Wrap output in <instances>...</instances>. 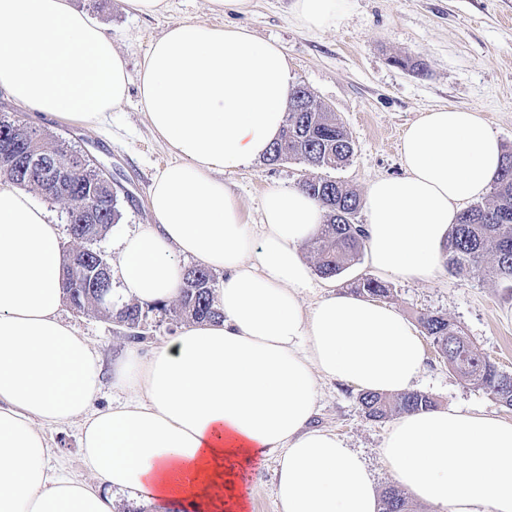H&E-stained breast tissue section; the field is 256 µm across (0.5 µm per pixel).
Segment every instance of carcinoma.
<instances>
[{"instance_id":"1","label":"carcinoma","mask_w":512,"mask_h":512,"mask_svg":"<svg viewBox=\"0 0 512 512\" xmlns=\"http://www.w3.org/2000/svg\"><path fill=\"white\" fill-rule=\"evenodd\" d=\"M28 151L75 168L76 185L50 200L63 205L71 242L69 251L75 254L77 264L85 268L98 263L100 254L93 244L120 218L117 197L111 196L103 171L95 160L73 149L66 141L32 127L16 113L1 112L0 160ZM353 152V141L336 114L318 103L307 86L298 84L290 94L281 136L271 145L264 161L278 165L295 159L314 169H336L347 164ZM0 178L40 193L46 190L42 178L19 180L3 171L1 165ZM301 188L324 211L323 224L309 241L315 269L324 278L337 277L360 261L365 248L364 230L357 222L360 196L352 188L321 176L305 179ZM444 258L449 271L457 275L478 274L512 288L511 148L503 152L491 199L463 210L457 224L452 226L444 246ZM214 290L210 271L197 267L188 269L178 292L179 315L195 323L222 318L223 314L212 305ZM63 292L71 293V306L76 311L102 313L120 323L129 340L144 339L140 326L146 311L139 304L127 303L114 312L100 301L96 289L78 282ZM356 292L371 298H386L389 288L366 277L358 281ZM418 321L422 332L449 364V370L473 388L512 407V383H507L512 380V374L501 370L490 357L481 353L460 326L438 314H422ZM359 402L372 419L437 406L432 395L418 391L397 395L364 391ZM380 512H414V508L402 489L392 485L380 495Z\"/></svg>"}]
</instances>
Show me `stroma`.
<instances>
[{"label": "stroma", "mask_w": 512, "mask_h": 512, "mask_svg": "<svg viewBox=\"0 0 512 512\" xmlns=\"http://www.w3.org/2000/svg\"><path fill=\"white\" fill-rule=\"evenodd\" d=\"M98 19L137 72L151 41L168 26L192 21L208 25H247L263 41L280 45L293 83L309 87L318 102L335 112L350 134L354 153L344 167L316 170L290 160L277 166L255 161L224 175L250 223H258L261 200L271 189L300 186L321 176L365 193L372 180L402 172L401 137L424 111L458 107L479 111L501 145L512 146V0H351L335 26L310 31L296 21L293 0H253L248 14H218L209 0H171L165 14L150 17L129 11L123 0H71ZM30 125L65 138L87 152L112 175L120 219L96 244L109 265L119 259L123 235L151 223L148 194L157 170L169 161L167 148L154 139L137 94L107 113L96 126L82 127L25 110ZM387 304L409 321L423 313L440 314L460 327L500 369L512 373V289L477 274L454 276L441 270L431 281L387 280ZM63 318L98 348L106 363L133 346L121 327L98 313L70 305ZM176 303L148 312L140 353L183 327ZM426 370L417 390L432 394L439 406L481 409L512 421V407L466 384L449 371L433 346L425 348ZM355 385L323 380L312 424L336 432L361 453L379 487L393 479L379 450L390 419H368ZM273 460L257 464L246 476L247 512H278Z\"/></svg>", "instance_id": "obj_1"}]
</instances>
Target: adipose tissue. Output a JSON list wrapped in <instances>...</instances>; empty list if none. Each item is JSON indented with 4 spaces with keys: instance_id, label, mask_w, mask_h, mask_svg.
Listing matches in <instances>:
<instances>
[{
    "instance_id": "adipose-tissue-1",
    "label": "adipose tissue",
    "mask_w": 512,
    "mask_h": 512,
    "mask_svg": "<svg viewBox=\"0 0 512 512\" xmlns=\"http://www.w3.org/2000/svg\"><path fill=\"white\" fill-rule=\"evenodd\" d=\"M349 0H294L324 30ZM293 84L282 48L245 26L183 22L155 38L137 73L105 27L69 0H0V93L69 124L91 125L137 91L171 156L152 179L153 222L124 236L116 276L141 304L176 297L185 261L220 271L223 318L184 327L112 372L122 401L95 405L101 354L60 315L59 230L0 180V512H112L116 495L162 512H246L243 479L276 459L279 512H378L364 459L311 427L318 383L400 393L425 361L391 306L329 292L311 308L300 247L323 221L303 189L265 193L252 230L222 175L262 158L281 133ZM402 175L372 181L366 250L382 277L428 281L463 205L487 192L498 137L478 111L441 107L404 131ZM74 426L85 476L49 434ZM380 457L397 484L436 512H512V421L438 407L399 415Z\"/></svg>"
}]
</instances>
